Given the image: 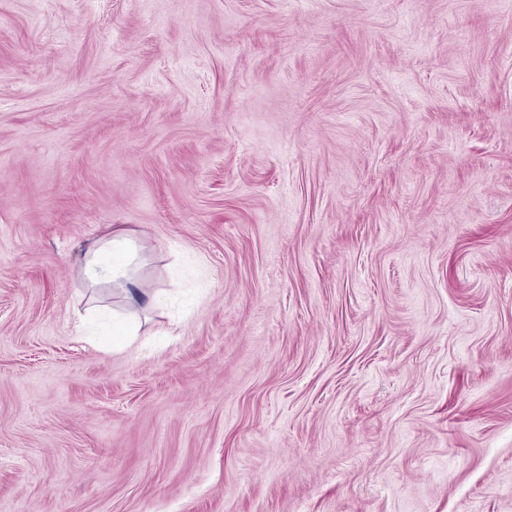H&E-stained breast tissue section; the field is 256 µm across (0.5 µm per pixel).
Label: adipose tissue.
<instances>
[{
  "label": "adipose tissue",
  "mask_w": 512,
  "mask_h": 512,
  "mask_svg": "<svg viewBox=\"0 0 512 512\" xmlns=\"http://www.w3.org/2000/svg\"><path fill=\"white\" fill-rule=\"evenodd\" d=\"M134 253L133 231L123 227L112 228L88 244L82 269L84 282L91 287L117 285L123 289L130 306L150 304L154 292L145 280L136 276L131 265Z\"/></svg>",
  "instance_id": "1"
}]
</instances>
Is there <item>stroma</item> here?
Listing matches in <instances>:
<instances>
[{"label": "stroma", "mask_w": 512, "mask_h": 512, "mask_svg": "<svg viewBox=\"0 0 512 512\" xmlns=\"http://www.w3.org/2000/svg\"><path fill=\"white\" fill-rule=\"evenodd\" d=\"M0 512H512V0H0ZM135 248L134 231L112 226L106 235L88 244L82 269L84 282L89 287L117 285L123 289L131 307L150 304L154 300V292L145 280L135 275L131 266ZM115 253H120L122 259H112Z\"/></svg>", "instance_id": "35a3bbf8"}]
</instances>
